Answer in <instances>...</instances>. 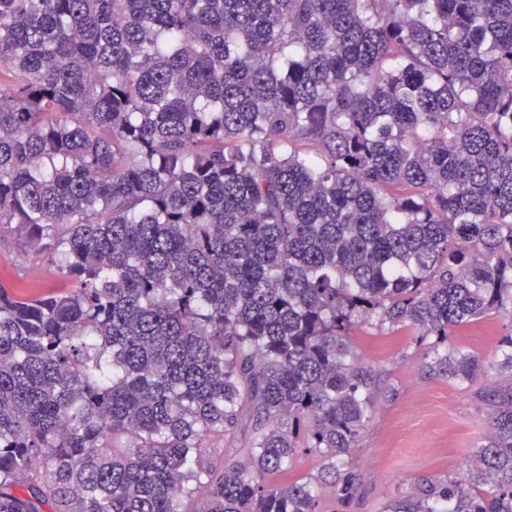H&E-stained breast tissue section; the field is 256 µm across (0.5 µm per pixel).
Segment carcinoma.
Wrapping results in <instances>:
<instances>
[{"label":"carcinoma","mask_w":512,"mask_h":512,"mask_svg":"<svg viewBox=\"0 0 512 512\" xmlns=\"http://www.w3.org/2000/svg\"><path fill=\"white\" fill-rule=\"evenodd\" d=\"M4 226L69 288L0 283V512H321L272 477L356 448L354 329L512 313V0H0ZM481 397L407 512H512ZM251 427L243 426L234 439L224 438V459L227 462L241 461L246 457L247 442L251 437Z\"/></svg>","instance_id":"obj_1"}]
</instances>
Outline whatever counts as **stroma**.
Instances as JSON below:
<instances>
[{
	"label": "stroma",
	"mask_w": 512,
	"mask_h": 512,
	"mask_svg": "<svg viewBox=\"0 0 512 512\" xmlns=\"http://www.w3.org/2000/svg\"><path fill=\"white\" fill-rule=\"evenodd\" d=\"M0 281L35 293L68 285L50 270L43 252L14 235L0 237ZM510 333L512 318L504 314L473 321L444 342L412 329L393 333L374 321L356 328L351 350L378 376L381 389L356 448L339 462L340 473H355L357 494L345 506L334 488L325 487L324 512H386L414 497L421 486L465 473L490 430V409L479 392L512 379V368L503 361ZM451 351L482 359L476 382L433 373L435 355Z\"/></svg>",
	"instance_id": "obj_1"
}]
</instances>
